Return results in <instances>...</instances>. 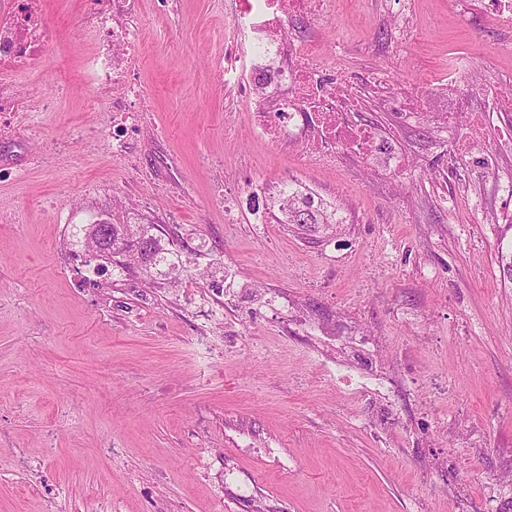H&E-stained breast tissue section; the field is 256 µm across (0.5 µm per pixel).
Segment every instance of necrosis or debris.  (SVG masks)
<instances>
[{
	"label": "necrosis or debris",
	"instance_id": "4bbe7bcc",
	"mask_svg": "<svg viewBox=\"0 0 512 512\" xmlns=\"http://www.w3.org/2000/svg\"><path fill=\"white\" fill-rule=\"evenodd\" d=\"M84 19L96 36L91 61L101 111L112 117V156L130 163L143 131V91L135 78L134 50L140 41L134 0H85ZM327 0H236L234 19L225 32L224 71L245 88L253 69L244 65L248 47L267 41L269 67L263 75L279 86L276 99H250L251 125L267 143L298 147L304 163L337 166L341 155L372 162L381 152L373 126L356 120L357 99L345 82L326 78L321 49L313 40H271L291 17L326 12ZM54 31L44 0H0V70L23 76L37 67Z\"/></svg>",
	"mask_w": 512,
	"mask_h": 512
}]
</instances>
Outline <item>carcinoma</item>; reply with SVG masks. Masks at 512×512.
Segmentation results:
<instances>
[{
  "instance_id": "obj_1",
  "label": "carcinoma",
  "mask_w": 512,
  "mask_h": 512,
  "mask_svg": "<svg viewBox=\"0 0 512 512\" xmlns=\"http://www.w3.org/2000/svg\"><path fill=\"white\" fill-rule=\"evenodd\" d=\"M277 203L283 224H295L307 230L318 224L329 228L339 223L336 210H330L324 204L313 206L306 192L299 188L290 187L283 191ZM86 241L91 250L111 257L122 255L131 264L155 265L162 253L146 224H103L99 227L91 224L87 228Z\"/></svg>"
}]
</instances>
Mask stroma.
<instances>
[{
	"label": "stroma",
	"mask_w": 512,
	"mask_h": 512,
	"mask_svg": "<svg viewBox=\"0 0 512 512\" xmlns=\"http://www.w3.org/2000/svg\"><path fill=\"white\" fill-rule=\"evenodd\" d=\"M27 83L28 127L0 140V512H512V112L481 92L512 75V32L457 0H331L296 34L340 51L359 117L412 166L313 170L256 133L226 80L234 0H139L149 126L138 167L102 141L83 0ZM413 44L393 36L400 18ZM456 76L483 116L487 169L366 91ZM87 137L77 140L76 129ZM293 180L348 224H228ZM263 187L250 194L251 185ZM169 267L70 261L75 227L138 200ZM392 379L371 394L339 375Z\"/></svg>",
	"instance_id": "obj_1"
}]
</instances>
